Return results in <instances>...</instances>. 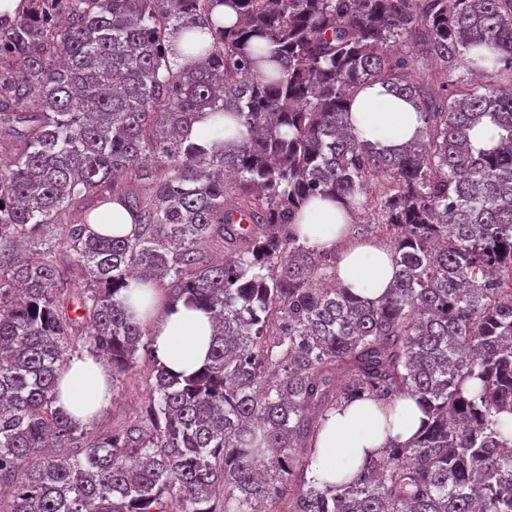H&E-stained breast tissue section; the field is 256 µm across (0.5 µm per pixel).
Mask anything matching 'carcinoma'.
Segmentation results:
<instances>
[{
	"label": "carcinoma",
	"instance_id": "carcinoma-1",
	"mask_svg": "<svg viewBox=\"0 0 512 512\" xmlns=\"http://www.w3.org/2000/svg\"><path fill=\"white\" fill-rule=\"evenodd\" d=\"M28 2L0 18V512H512V90L482 80L512 73V0ZM407 41L441 69L412 78ZM374 84L421 142L349 130ZM316 197L385 233L384 298L298 234ZM115 201L136 233L91 232ZM143 275L218 316L198 373L154 356L121 295ZM86 344L114 382L146 368L140 419L95 435L55 406ZM400 397L415 441L307 476L331 409Z\"/></svg>",
	"mask_w": 512,
	"mask_h": 512
}]
</instances>
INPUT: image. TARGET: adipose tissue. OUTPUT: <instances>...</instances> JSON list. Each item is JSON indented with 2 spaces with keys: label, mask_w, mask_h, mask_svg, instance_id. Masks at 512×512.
Returning a JSON list of instances; mask_svg holds the SVG:
<instances>
[{
  "label": "adipose tissue",
  "mask_w": 512,
  "mask_h": 512,
  "mask_svg": "<svg viewBox=\"0 0 512 512\" xmlns=\"http://www.w3.org/2000/svg\"><path fill=\"white\" fill-rule=\"evenodd\" d=\"M349 123L360 137L388 149H399L420 136L423 123L408 101L388 94L381 85L365 89L349 104ZM353 217L340 202L316 198L302 209L300 234L323 250L339 249L336 280L358 296L382 298L394 279L388 247L347 241L344 234ZM154 307L145 322L158 360L175 375L201 368L209 352L214 323L206 311L184 301L160 298L148 288ZM110 373L95 357L71 361L64 369L57 408L82 426L95 422L112 402ZM425 414L410 398L397 401L392 414H383L369 400H358L333 410L319 434L312 475L317 482H334L354 474L370 456L392 440L405 443L420 431Z\"/></svg>",
  "instance_id": "obj_1"
}]
</instances>
